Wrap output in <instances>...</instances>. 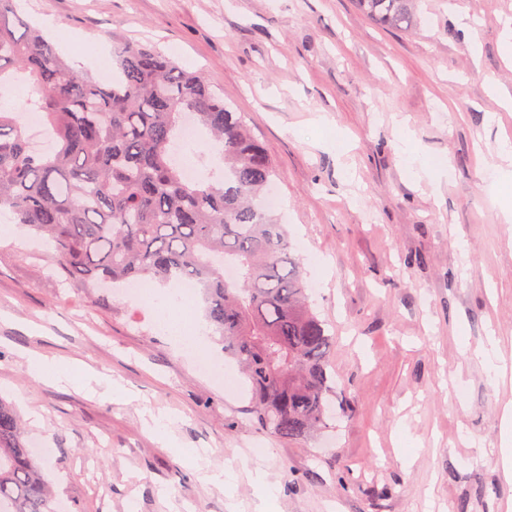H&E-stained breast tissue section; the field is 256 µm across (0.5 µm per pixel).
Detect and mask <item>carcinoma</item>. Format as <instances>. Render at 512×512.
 Wrapping results in <instances>:
<instances>
[{
	"mask_svg": "<svg viewBox=\"0 0 512 512\" xmlns=\"http://www.w3.org/2000/svg\"><path fill=\"white\" fill-rule=\"evenodd\" d=\"M418 0H357L371 20L409 28ZM112 84L76 74L16 0H0V86L31 89L50 152L32 150L25 113L0 103V208L53 243L81 288L148 279L202 287L211 338L241 362L252 415L298 441L331 427L333 337L311 309L301 259L266 196L273 163L243 117L198 72L126 41ZM190 113L217 150L205 180L182 176L176 142ZM230 265L237 277L224 276ZM0 512H58L16 412L0 400Z\"/></svg>",
	"mask_w": 512,
	"mask_h": 512,
	"instance_id": "cac0c4a2",
	"label": "carcinoma"
}]
</instances>
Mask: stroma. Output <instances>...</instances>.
Segmentation results:
<instances>
[{"label":"stroma","mask_w":512,"mask_h":512,"mask_svg":"<svg viewBox=\"0 0 512 512\" xmlns=\"http://www.w3.org/2000/svg\"><path fill=\"white\" fill-rule=\"evenodd\" d=\"M418 23L386 29L355 0H23L30 25L75 72L112 78L113 39L153 46L223 91L278 172L313 311L334 336L347 410L306 441L263 432L250 387L198 373L194 353L154 330L147 306L66 281L30 231L0 244V398L44 441L43 471L69 512H506L500 416L512 399V184H492L512 140V0H418ZM431 175L402 163L404 134ZM499 338L507 379L475 349ZM42 354L122 384L126 395L35 379ZM165 413L177 442L146 422ZM267 450L261 462L253 444ZM232 471L201 480L185 453Z\"/></svg>","instance_id":"stroma-1"}]
</instances>
